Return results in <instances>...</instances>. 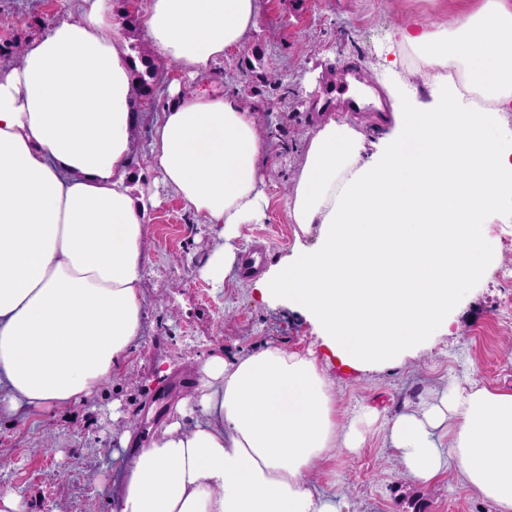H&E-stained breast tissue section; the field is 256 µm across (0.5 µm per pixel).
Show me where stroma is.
I'll return each instance as SVG.
<instances>
[{
  "label": "stroma",
  "instance_id": "35a3bbf8",
  "mask_svg": "<svg viewBox=\"0 0 512 512\" xmlns=\"http://www.w3.org/2000/svg\"><path fill=\"white\" fill-rule=\"evenodd\" d=\"M457 0H260L258 26L243 47L225 52L211 71L195 77L165 70L152 100L143 103L135 132L138 163L128 186L134 198L155 193L147 211L145 306L142 334L127 369L90 400L26 419L0 417V490L19 498L24 512H109L108 488L124 453L123 434L140 440L177 420L187 389L206 358H232L274 344L321 360L341 417L359 405L382 421L451 385L512 390V313L500 276L512 267V208L487 216L481 232L496 253L487 276L470 284L452 335L429 349L364 372H347L326 359L315 325L283 301L262 300L244 272L223 284L202 273L217 235L214 225L184 209L176 193L144 161L155 114L170 105L171 83L182 91L235 95L266 137L270 160L259 175L267 206L259 223L243 225L239 259L258 257L268 269L296 245L315 248L317 232L299 236L288 215L304 144L327 117L373 133L381 106L348 109L351 81L377 84L394 28L426 17L447 27ZM77 0H0V44L29 41L55 20L76 16ZM319 491L343 497V512H496L463 484L456 467L420 484L397 470L384 434L369 433L358 453L339 455L314 475Z\"/></svg>",
  "mask_w": 512,
  "mask_h": 512
}]
</instances>
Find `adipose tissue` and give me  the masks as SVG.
I'll return each instance as SVG.
<instances>
[{"instance_id": "adipose-tissue-1", "label": "adipose tissue", "mask_w": 512, "mask_h": 512, "mask_svg": "<svg viewBox=\"0 0 512 512\" xmlns=\"http://www.w3.org/2000/svg\"><path fill=\"white\" fill-rule=\"evenodd\" d=\"M144 31L165 65L203 74L258 25L257 0H143ZM112 0H80L0 70V414L27 416L93 396L125 369L142 330L147 207L126 185L138 123ZM396 55L426 66L430 102L386 69L393 110L368 142L333 117L306 141L289 217L297 247L253 282L319 327L345 369L427 347L449 330L465 288L495 255L480 226L512 200V0L463 6L450 27L396 28ZM152 167L218 229L205 275L232 273L240 228L267 204L268 147L229 94H181L155 120ZM191 426L174 421L126 455L110 512H341L310 478L356 453L377 421H341L315 358L277 345L196 370ZM386 448L425 484L456 464L464 484L512 512V390L450 386L400 414Z\"/></svg>"}]
</instances>
